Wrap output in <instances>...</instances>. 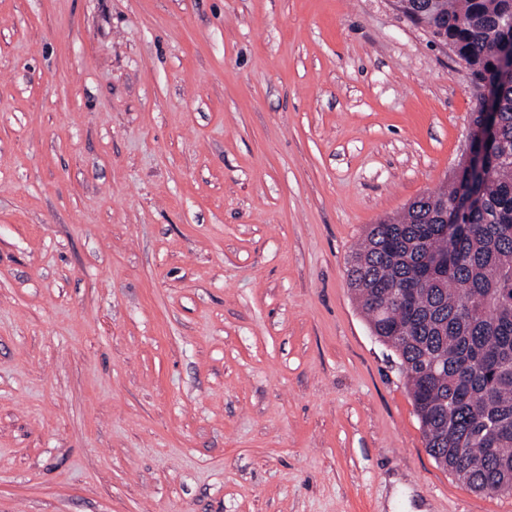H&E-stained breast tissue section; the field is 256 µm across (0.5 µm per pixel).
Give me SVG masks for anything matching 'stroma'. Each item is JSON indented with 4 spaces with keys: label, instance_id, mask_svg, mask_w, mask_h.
<instances>
[{
    "label": "stroma",
    "instance_id": "35a3bbf8",
    "mask_svg": "<svg viewBox=\"0 0 512 512\" xmlns=\"http://www.w3.org/2000/svg\"><path fill=\"white\" fill-rule=\"evenodd\" d=\"M476 104L394 0H0V512H512L346 276Z\"/></svg>",
    "mask_w": 512,
    "mask_h": 512
}]
</instances>
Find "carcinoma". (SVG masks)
Masks as SVG:
<instances>
[{"instance_id":"obj_1","label":"carcinoma","mask_w":512,"mask_h":512,"mask_svg":"<svg viewBox=\"0 0 512 512\" xmlns=\"http://www.w3.org/2000/svg\"><path fill=\"white\" fill-rule=\"evenodd\" d=\"M422 16L473 87L495 85L497 133L478 146L483 172L369 225L348 284L399 361L436 464L478 492L511 495L512 79L498 68L512 47V0H437Z\"/></svg>"}]
</instances>
